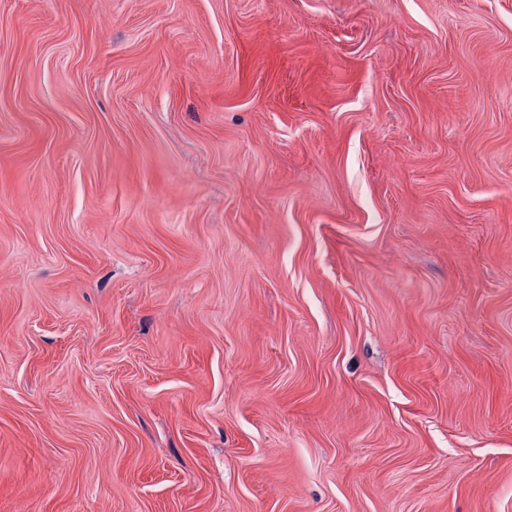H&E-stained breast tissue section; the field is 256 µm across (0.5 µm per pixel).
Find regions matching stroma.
Segmentation results:
<instances>
[{
    "label": "stroma",
    "instance_id": "obj_1",
    "mask_svg": "<svg viewBox=\"0 0 512 512\" xmlns=\"http://www.w3.org/2000/svg\"><path fill=\"white\" fill-rule=\"evenodd\" d=\"M0 512H512V0H0Z\"/></svg>",
    "mask_w": 512,
    "mask_h": 512
}]
</instances>
